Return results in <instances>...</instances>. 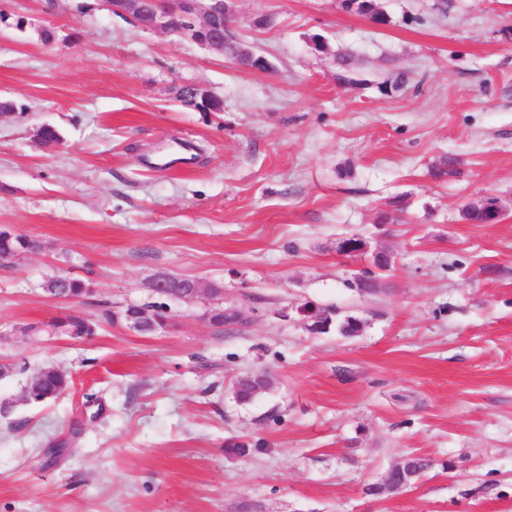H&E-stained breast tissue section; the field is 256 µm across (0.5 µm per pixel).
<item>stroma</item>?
<instances>
[{
    "mask_svg": "<svg viewBox=\"0 0 512 512\" xmlns=\"http://www.w3.org/2000/svg\"><path fill=\"white\" fill-rule=\"evenodd\" d=\"M376 2L385 24L237 0L259 73L103 0H0V98L28 110L0 123V227L44 245L0 266V512H512V0ZM188 83L223 111L180 103ZM448 156L459 175L433 179ZM488 197L498 223L464 218ZM348 236L366 252L339 255ZM377 251L393 265L361 292ZM63 270L93 294L49 301ZM159 271L222 283L250 324L217 332L202 298L152 336L102 322L151 302ZM305 301L360 332L276 314ZM71 308L94 336L42 331ZM47 366L70 388L25 401ZM252 374L267 386L238 402ZM408 455L431 468L384 489Z\"/></svg>",
    "mask_w": 512,
    "mask_h": 512,
    "instance_id": "1",
    "label": "stroma"
}]
</instances>
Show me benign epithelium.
<instances>
[{
	"mask_svg": "<svg viewBox=\"0 0 512 512\" xmlns=\"http://www.w3.org/2000/svg\"><path fill=\"white\" fill-rule=\"evenodd\" d=\"M235 0H106V6L115 15H120L139 25L143 17L149 18L146 30L175 36L192 42L199 47L218 55H226L225 42L229 39L237 43L240 51L250 58V70L268 72L271 62L263 55L245 45L236 33ZM181 100L202 112H221L223 103L196 84L182 86ZM365 251V242L357 236L339 240L337 252L343 256H352ZM71 275L59 272L54 275L55 288L48 297L55 302L73 300L69 292ZM148 288L156 295L164 289H177L181 299L190 301L201 293L208 294L215 304L223 303L224 296H215L203 282L186 277H178L166 272L152 276ZM295 313L298 320L310 331L321 333L329 330L330 322L325 320L322 309L305 302L289 312L283 310L280 316L288 317ZM205 318L217 330H240L249 323L248 312L244 309L229 308L220 312V317L205 314ZM127 328L140 335H152L166 328L155 321L153 309L147 304L131 305L125 317ZM419 476L415 471L413 457H406L387 474L385 487L391 490H403L411 485V480Z\"/></svg>",
	"mask_w": 512,
	"mask_h": 512,
	"instance_id": "7a95c632",
	"label": "benign epithelium"
}]
</instances>
